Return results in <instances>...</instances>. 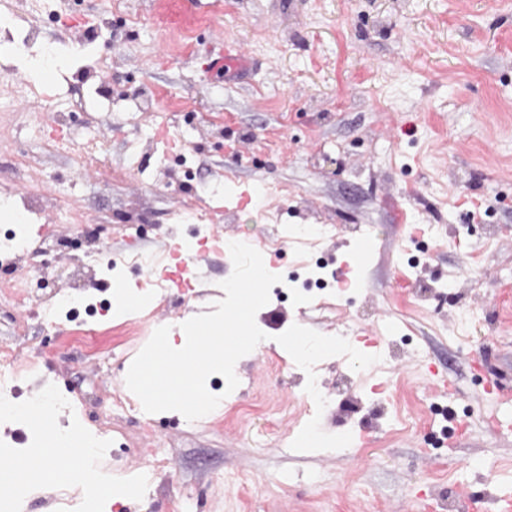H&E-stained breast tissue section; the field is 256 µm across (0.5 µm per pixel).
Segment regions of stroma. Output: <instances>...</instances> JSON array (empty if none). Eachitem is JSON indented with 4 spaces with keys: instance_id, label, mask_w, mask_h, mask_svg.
Wrapping results in <instances>:
<instances>
[{
    "instance_id": "obj_1",
    "label": "stroma",
    "mask_w": 512,
    "mask_h": 512,
    "mask_svg": "<svg viewBox=\"0 0 512 512\" xmlns=\"http://www.w3.org/2000/svg\"><path fill=\"white\" fill-rule=\"evenodd\" d=\"M114 1L128 23L112 22ZM22 2L9 31L23 57L0 61L13 103L0 112V208L42 198L25 225L32 248L48 229L104 255L175 248L191 232L184 215L213 225L217 207L228 234L258 240L272 235L274 210L282 224L336 225L324 251L337 282L357 278L360 290L325 314L269 301L256 315L266 345L235 366L252 415L224 405L193 422L174 411L113 414L128 368L103 365L99 352L139 353L145 324L169 326L179 342V324L212 312L233 270L227 252L192 267L190 291L169 289L146 308L125 303L144 273L102 283L114 310L98 318L92 346L83 326L41 321L37 295L0 294V345L21 367L13 402L51 383L90 432L108 424L127 446L102 460L109 475L167 458L164 487L123 499L124 512H161L170 490L184 512H430L456 504L461 487L476 501L512 490V405L496 389L512 385V0ZM238 49L244 64L213 70ZM50 54L63 65L35 83L24 58ZM148 94L144 111L137 99ZM91 138L107 147L111 181L85 165ZM166 155L191 166L159 185ZM70 208L81 223H68ZM144 224L147 240L136 235ZM356 224L378 233L361 261ZM424 241L425 263L401 267L400 253ZM448 277L458 285L443 298ZM461 309L474 317L463 343L453 338ZM384 321L408 341L376 336ZM294 324L378 358L351 391L337 387L346 357L318 364L323 389L336 393L321 428L351 433L350 447L290 448L315 415L301 368L275 365L284 353L275 337Z\"/></svg>"
}]
</instances>
